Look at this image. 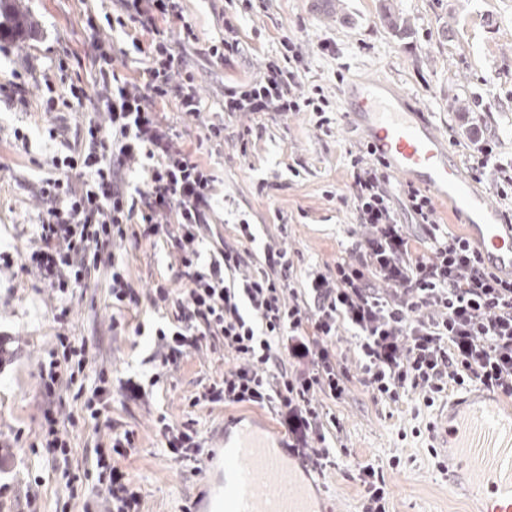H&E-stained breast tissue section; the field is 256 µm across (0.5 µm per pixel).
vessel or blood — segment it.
Here are the masks:
<instances>
[{"label":"vessel or blood","instance_id":"obj_1","mask_svg":"<svg viewBox=\"0 0 512 512\" xmlns=\"http://www.w3.org/2000/svg\"><path fill=\"white\" fill-rule=\"evenodd\" d=\"M351 124L378 157L434 199L447 203L478 242L484 263L512 273V226L455 163L439 130L383 78L355 79L341 91ZM448 450V487L512 512V404L481 392L452 401L434 433ZM207 478L191 512H322L304 478L263 428L238 427L212 441Z\"/></svg>","mask_w":512,"mask_h":512}]
</instances>
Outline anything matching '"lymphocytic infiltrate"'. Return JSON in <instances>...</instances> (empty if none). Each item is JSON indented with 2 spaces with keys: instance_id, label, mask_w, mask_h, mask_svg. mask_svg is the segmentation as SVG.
<instances>
[{
  "instance_id": "obj_1",
  "label": "lymphocytic infiltrate",
  "mask_w": 512,
  "mask_h": 512,
  "mask_svg": "<svg viewBox=\"0 0 512 512\" xmlns=\"http://www.w3.org/2000/svg\"><path fill=\"white\" fill-rule=\"evenodd\" d=\"M115 2V11L85 19L93 90L73 85L59 98L18 73L0 84L1 99L24 109L39 96L49 116L92 106L79 148L54 154L40 181L29 244L0 251V269L32 277L49 301L56 333L38 363L45 408L37 439L81 512L143 509L140 487L120 465L135 447L134 431L97 438L91 468L70 467V429L112 408L111 372L100 368L86 383L89 348L70 334L74 299L104 270L118 310L166 314L168 325L154 330L159 367H180L207 347L231 354L233 366L195 396V405L278 409L289 451L321 471L346 454L328 446L317 405L318 397L336 401L349 390L351 375L336 347L342 330L356 339L360 382L374 400L396 403L413 390L430 407L448 388L474 383L512 399V276L485 266L470 239L442 231L424 191L409 183L393 194L387 164L368 147L350 156L343 198L361 232L345 257L310 274L303 289L290 282L295 252L269 243L260 263L249 261L256 235L248 220L235 225L232 239L215 233L219 177L201 150L223 143L224 123L205 116L199 76L179 53L197 40L183 0ZM264 7L265 0H238L224 17L222 38L207 49L213 63L235 64L239 13ZM281 48L259 76L225 87V114L307 112L316 129H329L331 102L306 82L299 45L286 38ZM139 55L144 64L134 74L116 69L117 61ZM171 103L197 120L196 142L168 122ZM405 213L410 222L402 221ZM415 225L431 240L429 251L414 247ZM129 244L163 247L175 281L139 287L120 255ZM70 389L84 401V418L66 409ZM155 428L171 460L200 454L193 421L173 425L161 415Z\"/></svg>"
}]
</instances>
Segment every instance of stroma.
Returning a JSON list of instances; mask_svg holds the SVG:
<instances>
[{"instance_id": "obj_1", "label": "stroma", "mask_w": 512, "mask_h": 512, "mask_svg": "<svg viewBox=\"0 0 512 512\" xmlns=\"http://www.w3.org/2000/svg\"><path fill=\"white\" fill-rule=\"evenodd\" d=\"M341 2L342 11L332 15L320 14L315 0H266L265 11L240 15L245 52L231 68L212 64L206 55L224 31L229 0L184 2L185 16L198 37L187 58L200 76L207 111L225 121L223 147L204 156L224 189V203L217 208L218 229L229 239L237 219L255 224V261L261 260L268 241L300 251L293 272L298 286L311 270L344 257L358 229L351 208L339 201L351 181L349 153L364 141L342 107L340 92L346 82L383 77L398 85L428 112L463 170L469 151L461 113L473 112L497 143V162L512 163V0ZM16 5L33 29L21 41L22 54L0 52V80L29 69L48 78L60 94L69 84H89V71L78 62L88 39L83 13L111 10L112 0H16ZM387 7L407 20V34L397 35L385 26ZM286 37L301 45L307 79L321 85L332 101L330 132L317 130L312 114L306 112L288 117L262 114L251 120L224 116L225 83L256 76L264 58L274 54ZM326 42L331 45L327 51L322 48ZM64 56L70 62L62 71L58 60ZM86 116L83 109L64 113L61 143L74 144ZM247 124L252 133L243 148L239 130ZM45 125L39 103L22 112L0 100L1 250H24L37 222L34 193L44 175L38 163L61 144L47 140ZM18 127L30 137V153L14 148L13 131ZM125 259L132 277L144 288L171 274L160 248H132ZM44 301L42 293L21 285L11 272L0 273V337H6L9 349L0 364V441L8 445L0 456V512H61L68 499L64 484L32 446L43 408L38 362L55 332ZM73 305L75 336L96 348L113 378L133 379L148 392L147 399L137 403L114 397L111 412L114 421L138 434L135 452L121 465L142 489L144 512H182L202 482L195 463H176L159 448L154 426L159 414L174 424L196 420L205 446L228 414L263 426L271 436H284L279 417L268 409L192 406L203 385L231 365V356L223 350L193 356L178 369L160 374L152 361L155 338L150 331L161 324V316L143 315L146 335H112V302L103 277ZM321 405L336 418L330 439L350 450L338 467L321 477L334 512H360L363 492L356 475L359 465L366 463L383 470L390 512H470L471 502L449 491L424 431L447 407V397L428 408L412 391L390 404L373 400L355 382L343 400L325 398ZM34 483L39 499L32 510L27 499Z\"/></svg>"}]
</instances>
